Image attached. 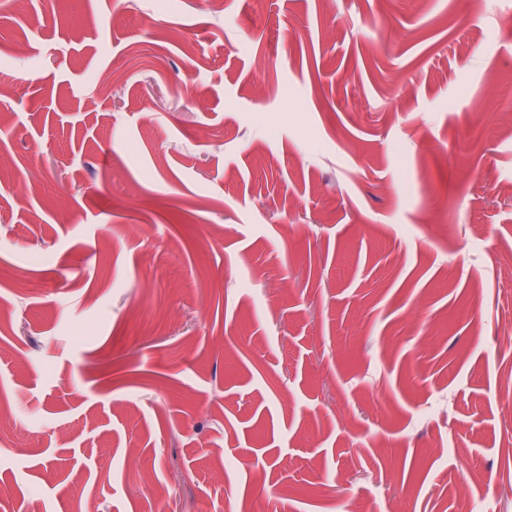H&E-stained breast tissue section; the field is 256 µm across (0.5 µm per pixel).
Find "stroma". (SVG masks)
Here are the masks:
<instances>
[{
    "instance_id": "35a3bbf8",
    "label": "stroma",
    "mask_w": 512,
    "mask_h": 512,
    "mask_svg": "<svg viewBox=\"0 0 512 512\" xmlns=\"http://www.w3.org/2000/svg\"><path fill=\"white\" fill-rule=\"evenodd\" d=\"M501 101L502 0H0V512H512Z\"/></svg>"
}]
</instances>
